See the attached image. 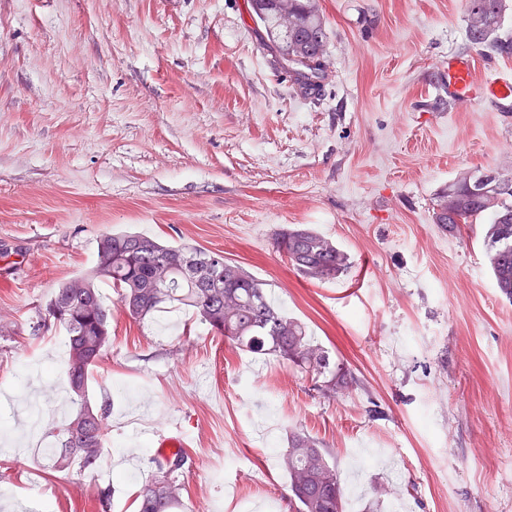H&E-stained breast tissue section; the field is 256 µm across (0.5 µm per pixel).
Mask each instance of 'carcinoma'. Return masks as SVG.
Masks as SVG:
<instances>
[{"label":"carcinoma","instance_id":"cac0c4a2","mask_svg":"<svg viewBox=\"0 0 512 512\" xmlns=\"http://www.w3.org/2000/svg\"><path fill=\"white\" fill-rule=\"evenodd\" d=\"M250 7L283 61L313 63L314 77L301 72L295 76L306 89L318 88L325 78L326 30L314 0H250ZM506 10L507 0H467L470 44L512 54V40L499 37ZM486 175L470 170L448 184L437 196L435 223L444 228L484 223L486 263L496 287L511 300L512 177L496 173L485 183ZM275 245L289 265L312 281L335 280L351 267L346 251L306 225L283 230ZM100 282L116 288L118 305L127 316L141 320L166 306L188 309L237 349L272 356L324 378L319 389L329 400L352 386L306 325L275 307L265 283L224 259L222 252L167 244L137 232L107 233L97 244L94 268L62 284L46 307L48 318L68 336V398L74 407L62 427L48 428L55 438L51 460L58 469H94L109 433L107 405L94 409L87 397L90 371L103 357L112 323ZM187 461L181 448L156 461L157 475L138 495V512H181L184 487L178 475ZM279 465L294 512H348L341 471L315 438L301 430L290 432Z\"/></svg>","mask_w":512,"mask_h":512}]
</instances>
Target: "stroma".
<instances>
[{"mask_svg":"<svg viewBox=\"0 0 512 512\" xmlns=\"http://www.w3.org/2000/svg\"><path fill=\"white\" fill-rule=\"evenodd\" d=\"M315 4L326 78L305 91L249 0H0V512H101L104 489L108 512H137L170 431L188 512H292L277 457L296 429L337 461L350 512H512V302L483 225L434 220L461 171L512 176V108L449 100L443 65L462 56L491 81L512 55L470 45L466 0ZM293 224L348 252L349 272L294 271L274 248ZM119 231L223 252L349 392L327 400L189 311L117 316L88 388L111 406L109 444L94 471L55 469L20 419L26 368H49L54 405L67 356L46 304Z\"/></svg>","mask_w":512,"mask_h":512,"instance_id":"stroma-1","label":"stroma"}]
</instances>
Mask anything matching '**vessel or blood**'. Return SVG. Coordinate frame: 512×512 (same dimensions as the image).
I'll return each instance as SVG.
<instances>
[{"label":"vessel or blood","instance_id":"vessel-or-blood-1","mask_svg":"<svg viewBox=\"0 0 512 512\" xmlns=\"http://www.w3.org/2000/svg\"><path fill=\"white\" fill-rule=\"evenodd\" d=\"M448 97L472 104L490 102L499 106L512 104V80L497 79L477 82L468 59L452 56L447 64Z\"/></svg>","mask_w":512,"mask_h":512}]
</instances>
